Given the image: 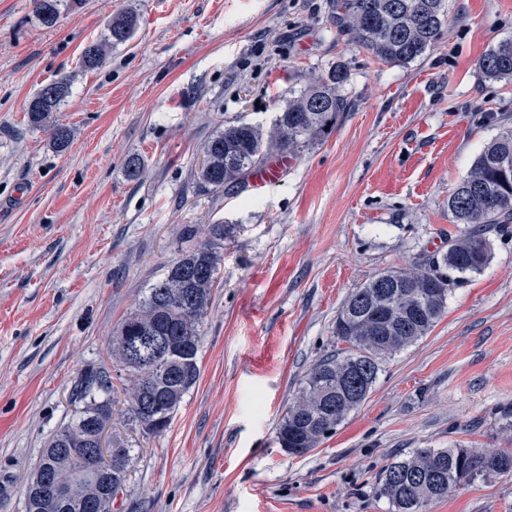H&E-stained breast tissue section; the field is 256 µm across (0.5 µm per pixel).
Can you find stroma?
<instances>
[{
  "mask_svg": "<svg viewBox=\"0 0 512 512\" xmlns=\"http://www.w3.org/2000/svg\"><path fill=\"white\" fill-rule=\"evenodd\" d=\"M447 5L440 45L398 65L337 32L334 0H68L52 27L33 0H0V512H26L42 449L71 421L82 374L103 365L110 433L137 455L117 512H392L374 493L392 458L512 450V224L488 230L486 266L452 286L428 336L386 358L331 437L300 456L276 437L308 371L341 349L347 296L464 236L448 197L512 127V80L478 66L512 38V0ZM121 12L137 17L134 37L84 69V48ZM337 67L350 111L278 182L197 187L212 135L238 120L270 126L290 91ZM63 77L60 152L26 105ZM217 223L199 380L166 431L143 434L109 339ZM427 512H512V476Z\"/></svg>",
  "mask_w": 512,
  "mask_h": 512,
  "instance_id": "35a3bbf8",
  "label": "stroma"
}]
</instances>
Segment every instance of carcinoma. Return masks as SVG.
Returning <instances> with one entry per match:
<instances>
[{
	"label": "carcinoma",
	"instance_id": "cac0c4a2",
	"mask_svg": "<svg viewBox=\"0 0 512 512\" xmlns=\"http://www.w3.org/2000/svg\"><path fill=\"white\" fill-rule=\"evenodd\" d=\"M61 2L34 0L41 24L55 25ZM446 15V0H336L334 21L355 46L384 62L407 64L440 44ZM135 27L136 19L127 13L113 17L106 43L84 49L83 66L102 67L106 46L126 43ZM479 68L491 79H511L512 39L492 46ZM347 78V71L339 67L290 92L268 132L243 121L224 125L204 144L208 163L201 166L198 181L208 190L239 187L272 156L295 157L321 141L339 113L349 108L342 92ZM68 93V81L60 79L43 85L27 104L29 123L47 129L59 151L68 146L69 130L51 118ZM448 210L455 223L467 225L464 237L452 242L448 252L377 273L344 301L334 333L346 347L310 369L278 425V442L288 453L304 455L334 434L366 400L385 358L429 335L459 276L486 265V228L512 223V128L500 132L478 155L448 197ZM222 239L224 225H211L210 239L182 251L112 334V360L132 383L128 419L147 434L167 429L199 379L203 319L221 261L215 241ZM111 391L112 375L106 366L82 378L76 395L82 403L79 416L42 450L36 472L46 474L49 481L26 499V512H101L98 504L106 492H123L133 467L132 449L118 445L110 474L66 452L90 447L92 427L111 421ZM494 475H512L511 450L419 448L384 466L375 495L387 499L394 512H426L430 503L448 497L462 484Z\"/></svg>",
	"mask_w": 512,
	"mask_h": 512
}]
</instances>
